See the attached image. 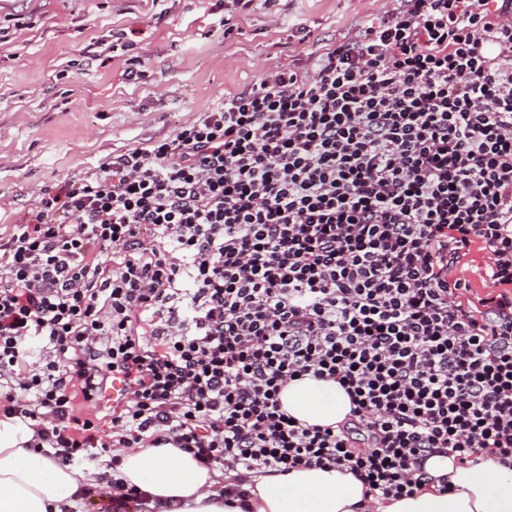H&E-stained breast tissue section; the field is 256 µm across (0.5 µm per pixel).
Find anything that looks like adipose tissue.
Here are the masks:
<instances>
[{"mask_svg":"<svg viewBox=\"0 0 512 512\" xmlns=\"http://www.w3.org/2000/svg\"><path fill=\"white\" fill-rule=\"evenodd\" d=\"M282 408L311 425H334L350 411L335 382L306 376L288 381ZM33 431L13 418L0 420V512H80L86 488L112 481L138 489L148 512H363L365 487L352 474L299 468L288 474L211 470L177 448H122L113 469L78 472L28 444ZM432 484L414 496L374 499V512H512V470L495 462L464 466L453 457L425 463ZM449 488L441 490L439 478ZM246 494L244 507H228L225 490Z\"/></svg>","mask_w":512,"mask_h":512,"instance_id":"1","label":"adipose tissue"}]
</instances>
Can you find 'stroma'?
<instances>
[{
    "mask_svg": "<svg viewBox=\"0 0 512 512\" xmlns=\"http://www.w3.org/2000/svg\"><path fill=\"white\" fill-rule=\"evenodd\" d=\"M396 0H0V227ZM232 30H225V16ZM134 70L138 79L127 80Z\"/></svg>",
    "mask_w": 512,
    "mask_h": 512,
    "instance_id": "stroma-1",
    "label": "stroma"
}]
</instances>
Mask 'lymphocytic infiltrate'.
<instances>
[{"label": "lymphocytic infiltrate", "instance_id": "f902f5d3", "mask_svg": "<svg viewBox=\"0 0 512 512\" xmlns=\"http://www.w3.org/2000/svg\"><path fill=\"white\" fill-rule=\"evenodd\" d=\"M399 2L0 237V413L33 450L335 468L384 499L434 455L512 469V0ZM474 249L483 295L455 274ZM305 376L342 423L282 410ZM280 401L289 415L310 425L335 426L350 411L349 398L337 383L309 376L288 381Z\"/></svg>", "mask_w": 512, "mask_h": 512}]
</instances>
